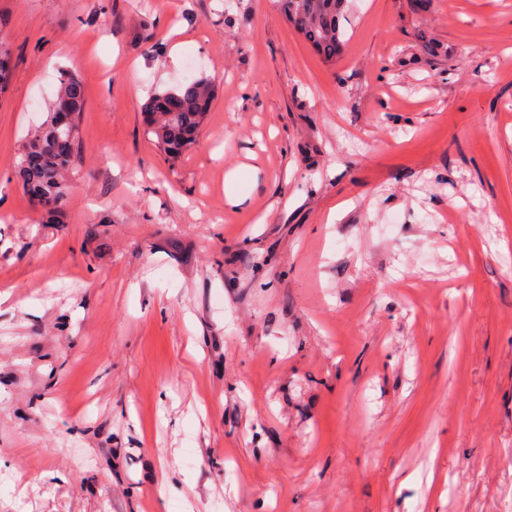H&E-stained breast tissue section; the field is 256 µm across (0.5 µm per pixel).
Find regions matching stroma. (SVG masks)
I'll return each mask as SVG.
<instances>
[{
    "instance_id": "stroma-1",
    "label": "stroma",
    "mask_w": 512,
    "mask_h": 512,
    "mask_svg": "<svg viewBox=\"0 0 512 512\" xmlns=\"http://www.w3.org/2000/svg\"><path fill=\"white\" fill-rule=\"evenodd\" d=\"M341 26L328 61L273 0H0V512H512V0ZM190 56L174 160L142 106ZM65 70L47 224L14 161ZM214 95V85L204 76L153 93L144 104L147 133L169 157H180L197 144L198 140H187L186 136L195 132L199 137Z\"/></svg>"
}]
</instances>
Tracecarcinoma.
Masks as SVG:
<instances>
[{"label": "carcinoma", "mask_w": 512, "mask_h": 512, "mask_svg": "<svg viewBox=\"0 0 512 512\" xmlns=\"http://www.w3.org/2000/svg\"><path fill=\"white\" fill-rule=\"evenodd\" d=\"M288 23L326 60H333L344 41L340 20L347 0H277ZM212 82L201 76L153 93L144 104L148 133L175 159L195 147L186 136L201 130L208 105L214 99ZM67 105L71 128L58 126L56 113ZM84 108V88L74 74L64 71L57 97L46 120L32 130L15 161V174L26 194L46 200V222L57 224L68 198V173L78 153V119Z\"/></svg>", "instance_id": "1"}]
</instances>
